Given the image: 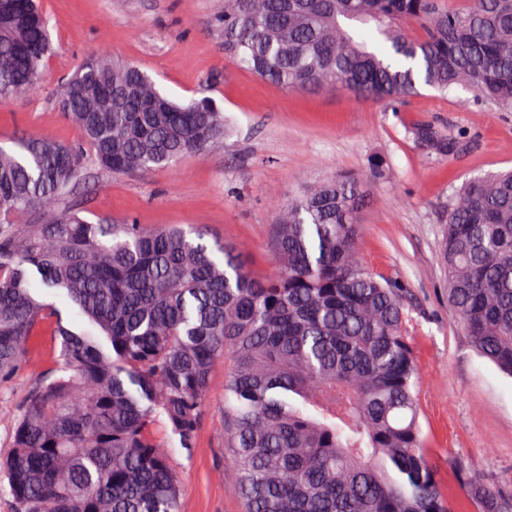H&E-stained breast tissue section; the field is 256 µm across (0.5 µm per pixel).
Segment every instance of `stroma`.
Instances as JSON below:
<instances>
[{
    "instance_id": "stroma-1",
    "label": "stroma",
    "mask_w": 512,
    "mask_h": 512,
    "mask_svg": "<svg viewBox=\"0 0 512 512\" xmlns=\"http://www.w3.org/2000/svg\"><path fill=\"white\" fill-rule=\"evenodd\" d=\"M57 48L38 88L0 106V145L46 135L71 145L79 129L57 105L58 86L88 57L106 53L132 63L179 101L203 83L223 108L231 135L223 147L147 173L89 171L67 207L90 221L204 226L210 239L246 245L248 268L277 265L271 205L302 181L339 172L367 174L360 215L363 258L400 282L418 366L419 423L440 477L461 460L486 481H512V377L481 357L448 310L440 245L448 204L465 178L512 168V112L458 87L421 90L398 109L363 101L343 88L286 91L240 68L224 52L223 0H41ZM428 124L456 138L440 154L414 131ZM52 336L28 343L23 365L0 379V458L11 450L20 406L52 368ZM212 373L193 447L172 450L182 512H242L224 448V380Z\"/></svg>"
}]
</instances>
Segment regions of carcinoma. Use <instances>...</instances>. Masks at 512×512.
Here are the masks:
<instances>
[{
    "mask_svg": "<svg viewBox=\"0 0 512 512\" xmlns=\"http://www.w3.org/2000/svg\"><path fill=\"white\" fill-rule=\"evenodd\" d=\"M0 105L53 53L37 0H0ZM373 29V45L349 31ZM224 50L289 90L342 87L395 109L456 86L512 112V0H224ZM178 102L138 66L100 55L62 82L82 141L0 145V377L49 330L55 367L25 399L0 478L17 512H181L169 448L193 446L229 352L224 447L244 512H512V490L424 448L404 292L361 257V178L340 173L275 205L277 270L203 228L91 223L61 207L91 165L117 174L224 145L209 96ZM55 211L49 224H20ZM448 305L512 375V169L467 179L442 241ZM63 294L89 328L46 300Z\"/></svg>",
    "mask_w": 512,
    "mask_h": 512,
    "instance_id": "cac0c4a2",
    "label": "carcinoma"
}]
</instances>
